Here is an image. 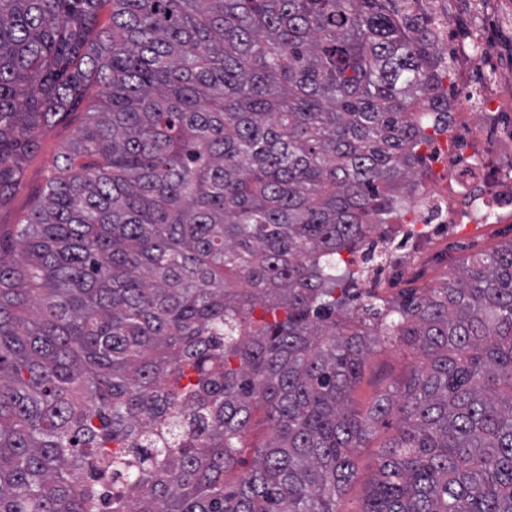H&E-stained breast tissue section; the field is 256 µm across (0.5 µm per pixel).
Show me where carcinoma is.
<instances>
[{"label": "carcinoma", "mask_w": 512, "mask_h": 512, "mask_svg": "<svg viewBox=\"0 0 512 512\" xmlns=\"http://www.w3.org/2000/svg\"><path fill=\"white\" fill-rule=\"evenodd\" d=\"M415 2L0 0V205L101 87L0 235V512H336L394 413L364 512H512V242L400 301L340 271L448 129ZM373 334L425 364L363 416ZM100 93L99 83L91 78L79 108L41 131L38 146L24 160L20 188L0 207V231L3 236L14 235L15 238L17 229L24 224L25 217L42 195L59 148L73 137L83 120V112L98 101Z\"/></svg>", "instance_id": "cac0c4a2"}]
</instances>
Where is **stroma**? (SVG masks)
Listing matches in <instances>:
<instances>
[{"instance_id":"stroma-1","label":"stroma","mask_w":512,"mask_h":512,"mask_svg":"<svg viewBox=\"0 0 512 512\" xmlns=\"http://www.w3.org/2000/svg\"><path fill=\"white\" fill-rule=\"evenodd\" d=\"M492 28L490 50L497 60L496 71L512 76V0H497ZM100 93L99 83L89 80L81 109L68 113L41 131L37 147L24 160L19 189L6 204L0 206V235H15L23 224L42 194L59 148L73 137L83 120L84 108L94 105ZM511 240L512 223L489 224L473 236L448 237L439 248L437 263H415L410 273L389 289L387 296L391 299L399 297L408 288L436 287L449 275L457 273L474 256L492 252ZM421 362L419 351L412 346L393 339L379 340L363 358L359 376L349 395L350 406L357 412H367L381 394L402 386ZM397 433L396 419L387 418L372 430L360 447L352 449L355 477L337 496L336 512H363L370 482L377 472L380 448Z\"/></svg>"}]
</instances>
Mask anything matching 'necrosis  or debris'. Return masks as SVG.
I'll use <instances>...</instances> for the list:
<instances>
[{"instance_id": "obj_1", "label": "necrosis or debris", "mask_w": 512, "mask_h": 512, "mask_svg": "<svg viewBox=\"0 0 512 512\" xmlns=\"http://www.w3.org/2000/svg\"><path fill=\"white\" fill-rule=\"evenodd\" d=\"M437 47L453 60L450 130L426 149L434 173L411 198L403 254L391 265L396 274L412 261L433 259L437 243L457 226L472 231L512 221V78L483 79L494 66L484 29L473 30L469 44L455 49L448 46L447 29H440ZM447 182L457 188V204L448 202Z\"/></svg>"}]
</instances>
